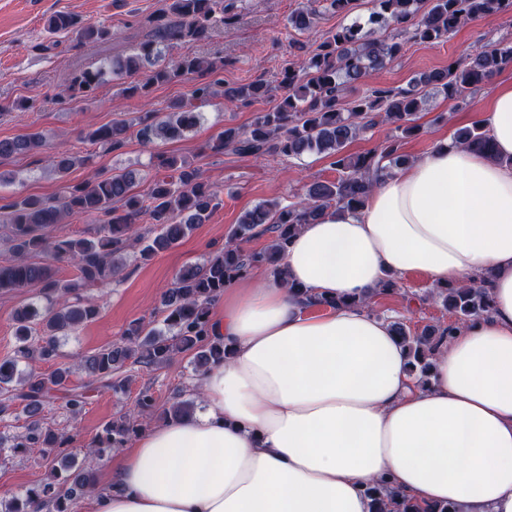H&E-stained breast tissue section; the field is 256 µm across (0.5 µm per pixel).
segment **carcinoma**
I'll return each instance as SVG.
<instances>
[{
    "instance_id": "obj_1",
    "label": "carcinoma",
    "mask_w": 512,
    "mask_h": 512,
    "mask_svg": "<svg viewBox=\"0 0 512 512\" xmlns=\"http://www.w3.org/2000/svg\"><path fill=\"white\" fill-rule=\"evenodd\" d=\"M238 0H164L155 14L152 36L131 54L112 56L108 63L88 66L74 72L66 86L72 97L87 100L114 78H129L126 91L145 96L159 84L177 81L189 75L202 80L195 83L191 98L173 103L161 117L146 112L138 117L137 136L146 143L158 138L174 139L194 128L200 120L199 105L217 94L224 84L220 78L224 60L210 61L196 56L169 57L170 48L198 43L216 27L228 26L237 18ZM373 7L368 26L354 23L330 33L321 46L299 63L283 68L280 88L283 95L269 112L259 113L247 129L226 128L209 144L216 154L232 150L242 155L279 154L300 157L316 152L333 158L338 176L332 181H314L304 198L282 206L262 203L247 211L232 230L224 248L201 264L183 268L162 299L163 328L143 320L133 322L122 341L84 357L80 367L89 382L79 389H68L64 382L71 374L68 366L50 374L23 372L19 362L39 359L54 362L59 357V341L79 325L94 320L99 307L81 294L86 288L105 286L122 271L117 257L131 248L142 260L168 250L185 238L218 208L222 199L202 177L198 168L174 155H154L155 170L166 175L155 177L147 196L133 193L134 176L130 172L96 175L89 181L68 184L55 197L18 196L0 204V223L10 226L11 250L15 260L0 265V292H21L36 288L48 301L40 308L33 303L16 309L15 357L0 361V413L22 407L30 417L62 393L65 407L73 416L85 409L90 394L100 389L114 392L125 389L127 364L146 368L161 367L181 354L192 355L195 369L207 372L224 362L230 349L210 336L211 308L224 295V288L264 265L273 274L281 273L284 254L290 240L303 224H312L324 210L339 206L355 209L364 203L374 183L393 174L409 162L399 152L400 141L420 131L417 114L432 92L457 99L487 83L502 67L512 62V41H498L468 57L448 63L442 70L415 80L411 87L393 90L372 87L354 99L346 110L338 108L341 94L368 74L386 69L401 51L398 37L413 41L435 42L449 38L468 20L502 11H512V0H371ZM313 11L304 6L288 17V25L306 31L312 25ZM51 34L71 35L72 48L108 43L111 28L79 19L65 11L52 13L45 24ZM272 97L269 85L257 80L224 90L230 104L249 105ZM393 126L395 135L375 150L353 155L345 151L358 133L377 123ZM130 125L117 122L84 135L92 144L116 152L126 142ZM454 140L469 149L494 156V145L480 126L456 131ZM44 147L43 135L0 140V157L16 153H38ZM54 171L61 177L85 159L67 150L50 157ZM95 215L101 227L93 238L53 237L54 225L69 216ZM148 219L154 235L136 234L135 225ZM271 236L263 251L248 252L242 243L256 235ZM71 262L76 280L63 283L56 278L54 264ZM429 297L440 302L452 320L426 326L414 334L401 321L392 323L396 336L409 358L418 383L428 379L433 349L454 331L471 320L491 314V299L482 278L468 287H438ZM308 307L335 308L346 304H371L369 298L338 296L330 301L307 298ZM194 410L190 399L178 400L165 411L176 421ZM144 430L133 415L106 423L89 444L80 461L67 453L69 438L50 428L33 424L18 435L0 453L24 455L38 451L45 456L63 457V469L51 468L47 480L28 489L25 495L5 505V512H73L76 499L95 491V463L106 450L122 448ZM371 512H458L452 504L424 508L410 496L381 480L366 489Z\"/></svg>"
}]
</instances>
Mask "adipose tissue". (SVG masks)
Listing matches in <instances>:
<instances>
[{
  "mask_svg": "<svg viewBox=\"0 0 512 512\" xmlns=\"http://www.w3.org/2000/svg\"><path fill=\"white\" fill-rule=\"evenodd\" d=\"M482 125L496 158L439 139L358 209L302 225L283 277L228 285L211 323L232 358L192 415L117 454L92 512H370L381 479L423 506L512 512V82ZM410 272L486 277L493 305L435 350L424 386L385 318L312 316L292 292L359 296Z\"/></svg>",
  "mask_w": 512,
  "mask_h": 512,
  "instance_id": "ef3b65f1",
  "label": "adipose tissue"
}]
</instances>
